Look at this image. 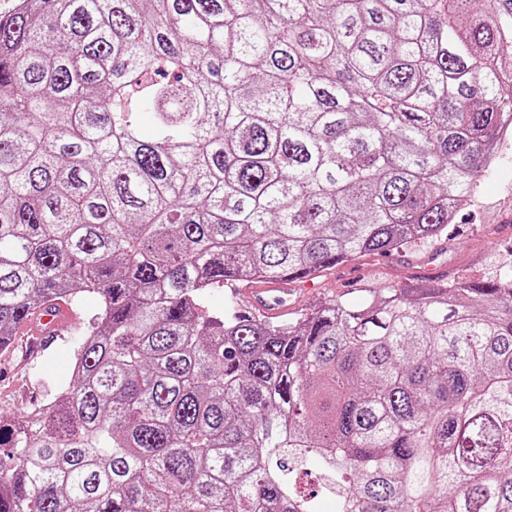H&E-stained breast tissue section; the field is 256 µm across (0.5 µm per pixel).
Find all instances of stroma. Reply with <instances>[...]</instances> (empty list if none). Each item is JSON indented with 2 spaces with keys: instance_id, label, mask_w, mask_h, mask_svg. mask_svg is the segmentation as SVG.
I'll return each mask as SVG.
<instances>
[{
  "instance_id": "1",
  "label": "stroma",
  "mask_w": 512,
  "mask_h": 512,
  "mask_svg": "<svg viewBox=\"0 0 512 512\" xmlns=\"http://www.w3.org/2000/svg\"><path fill=\"white\" fill-rule=\"evenodd\" d=\"M512 262V146L498 152L483 177L475 202L448 226L445 241L391 255H367L321 271L312 287L296 291L297 313L329 298L362 301L365 288L380 283L423 280L439 275L479 279ZM76 321L32 350L31 337L17 329L12 345L0 351V416L10 417L52 401L73 372L76 343L95 319L97 301L80 295Z\"/></svg>"
}]
</instances>
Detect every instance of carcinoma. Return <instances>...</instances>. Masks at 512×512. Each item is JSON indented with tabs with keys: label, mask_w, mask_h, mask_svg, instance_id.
Wrapping results in <instances>:
<instances>
[{
	"label": "carcinoma",
	"mask_w": 512,
	"mask_h": 512,
	"mask_svg": "<svg viewBox=\"0 0 512 512\" xmlns=\"http://www.w3.org/2000/svg\"><path fill=\"white\" fill-rule=\"evenodd\" d=\"M510 43L512 0L0 17V350L99 299L69 384L0 418V512H318L310 463L335 512H512V265L208 306L448 236L509 139Z\"/></svg>",
	"instance_id": "1"
}]
</instances>
